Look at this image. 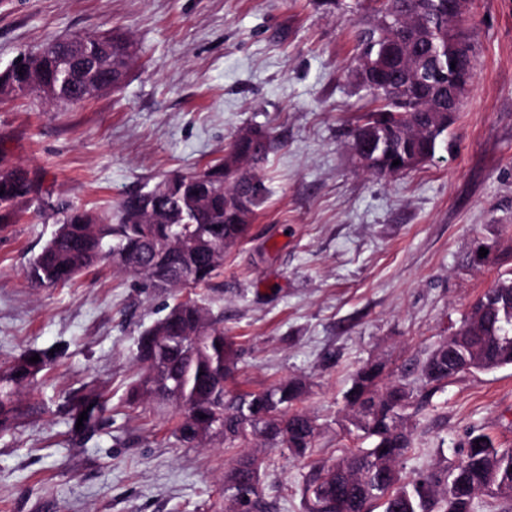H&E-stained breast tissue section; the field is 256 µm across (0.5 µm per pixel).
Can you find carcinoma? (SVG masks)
<instances>
[{
  "label": "carcinoma",
  "mask_w": 512,
  "mask_h": 512,
  "mask_svg": "<svg viewBox=\"0 0 512 512\" xmlns=\"http://www.w3.org/2000/svg\"><path fill=\"white\" fill-rule=\"evenodd\" d=\"M377 20L358 34L352 73L371 91L377 80L393 89L394 99L379 103L358 126L352 151L370 150L369 174L389 178L405 172L409 152L433 157L448 127L430 122L426 109L447 101L448 70L460 61L474 69L471 46L463 37L465 18L448 21V0H374ZM408 15L432 20L424 38L406 26ZM134 47L128 39L104 33L76 34L50 56L39 59L35 73L15 66L0 73V85L22 88L31 77L49 87L56 101L74 103L75 88L93 82L121 87ZM272 137L238 133L224 158L200 172L163 178L164 189L147 186L124 195L112 215L102 219L69 204L41 201L55 217L56 229L30 260L26 278L39 288L65 284L85 270L108 262L142 277L154 288L179 290L207 286L223 268L212 254L249 234L268 188L258 170L266 161ZM401 164L393 165L394 160ZM0 219L21 202L35 198L39 187L20 166L0 165ZM64 354L28 350L0 367V433L17 429L38 413L22 401L28 387ZM40 361L28 362L33 356ZM142 372L130 399L172 402L184 410L176 440L184 447L221 436L239 448L224 475V485L238 494L224 500V512H273L262 488L266 451L285 448L296 457L313 452L318 424L296 405L305 385L288 380L271 388L227 397L226 383L237 358L235 344L224 336L223 320L198 300L176 302L136 342ZM512 365V276L484 292L474 314L449 338L441 340L410 372L424 386H437L460 372L494 370ZM381 370L360 369L346 392L347 419L368 448H346L336 460L310 475L304 487L307 512L316 504L325 512H473L477 495L512 502L511 493L488 487L496 476L512 486V448H499L484 433L472 432L451 470L416 479L403 477L400 464L412 449V430L403 411L413 390L407 383L379 386ZM71 428L79 415L87 419L79 433L96 431L107 403L91 382L66 396Z\"/></svg>",
  "instance_id": "cac0c4a2"
}]
</instances>
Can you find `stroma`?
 I'll list each match as a JSON object with an SVG mask.
<instances>
[{
    "mask_svg": "<svg viewBox=\"0 0 512 512\" xmlns=\"http://www.w3.org/2000/svg\"><path fill=\"white\" fill-rule=\"evenodd\" d=\"M345 3L0 0V72L20 52L77 33L115 31L138 48L119 90L77 104L0 99V150L43 197L107 215L128 192L221 160L244 128L274 135L263 168L269 196L206 287L161 293L103 264L38 288L25 268L53 219L24 202L0 223V363L66 347L27 397L45 413L0 435V512L223 505V439L183 447L174 406L127 400L140 375L137 337L184 295L223 318L241 353L228 390L305 383L298 407L319 424L314 452L303 461L273 451L263 490L275 512H306L310 468L357 444L344 399L356 372L380 363L384 383L398 381L512 272V0H473L475 75L447 143L390 179L359 171L349 149L351 130L376 107L350 74L355 33L374 14L370 0ZM91 380L109 412L79 440L64 396ZM413 388L406 477L453 465L473 431L512 448V366Z\"/></svg>",
    "mask_w": 512,
    "mask_h": 512,
    "instance_id": "obj_1",
    "label": "stroma"
}]
</instances>
